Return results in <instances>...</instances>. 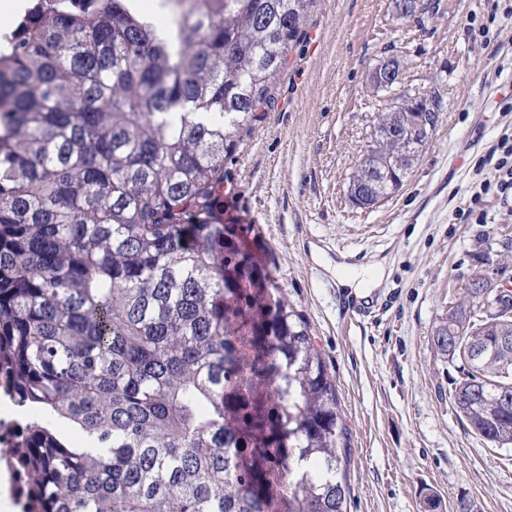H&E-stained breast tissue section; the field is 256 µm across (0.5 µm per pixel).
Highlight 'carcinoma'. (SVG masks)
Segmentation results:
<instances>
[{
    "mask_svg": "<svg viewBox=\"0 0 512 512\" xmlns=\"http://www.w3.org/2000/svg\"><path fill=\"white\" fill-rule=\"evenodd\" d=\"M42 0L0 39V397L41 512H347L336 384L302 315L225 224L233 137L271 100L309 0ZM377 113L350 183L392 197L422 149ZM448 352L471 429L512 444V318ZM246 341L238 353L232 338ZM285 475L263 468L270 449Z\"/></svg>",
    "mask_w": 512,
    "mask_h": 512,
    "instance_id": "carcinoma-1",
    "label": "carcinoma"
}]
</instances>
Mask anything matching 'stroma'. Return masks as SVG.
<instances>
[{"label": "stroma", "mask_w": 512, "mask_h": 512, "mask_svg": "<svg viewBox=\"0 0 512 512\" xmlns=\"http://www.w3.org/2000/svg\"><path fill=\"white\" fill-rule=\"evenodd\" d=\"M507 0H427L402 20L395 0H314L251 133L224 162L220 209L303 314L336 382L348 512H512V444L475 434L448 392L432 334L475 269L512 277V204H480L492 153L512 132ZM398 58L402 85L435 99L426 148L392 198L348 199L352 168L389 95L373 68ZM380 270L369 288L340 269ZM366 317L346 318L352 297Z\"/></svg>", "instance_id": "1"}]
</instances>
